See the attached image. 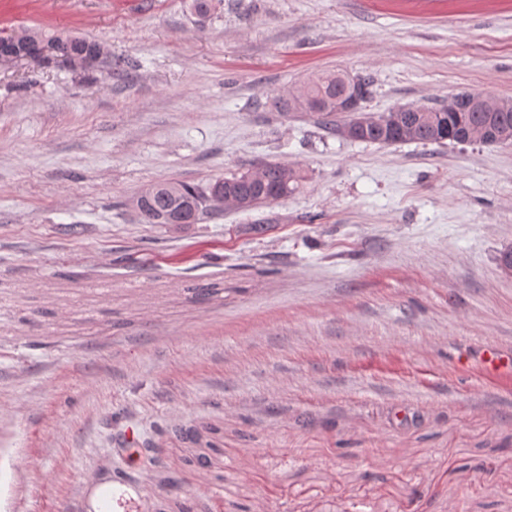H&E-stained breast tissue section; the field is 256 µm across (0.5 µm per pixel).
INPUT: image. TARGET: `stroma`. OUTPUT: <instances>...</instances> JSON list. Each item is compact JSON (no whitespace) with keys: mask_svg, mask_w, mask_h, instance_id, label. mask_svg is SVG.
Returning <instances> with one entry per match:
<instances>
[{"mask_svg":"<svg viewBox=\"0 0 512 512\" xmlns=\"http://www.w3.org/2000/svg\"><path fill=\"white\" fill-rule=\"evenodd\" d=\"M20 28L109 54L0 68V512H512V145L270 106L337 69L375 113L512 100V0H0ZM264 161L299 189L130 206ZM48 39L59 41L58 48L60 52L71 57L72 63L69 67L73 69V71L91 68L83 65V54L93 51L99 44H101L95 40H88L79 37L56 36ZM301 170L290 164L281 162H263L258 167L233 173L230 177L218 178L206 185H190L178 180L156 183V192L140 212L139 220L143 224H167L157 221V218L173 208L185 207L193 215L194 224L212 217L223 210L211 207L208 192L213 182L224 183V189L232 190L248 198L246 204L240 196L234 197L236 206H243L233 211H247L262 204L271 203L288 197L294 192L303 179ZM224 189L219 186L214 189L211 202L214 205L224 204Z\"/></svg>","mask_w":512,"mask_h":512,"instance_id":"obj_1","label":"stroma"}]
</instances>
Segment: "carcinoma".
<instances>
[{
    "label": "carcinoma",
    "mask_w": 512,
    "mask_h": 512,
    "mask_svg": "<svg viewBox=\"0 0 512 512\" xmlns=\"http://www.w3.org/2000/svg\"><path fill=\"white\" fill-rule=\"evenodd\" d=\"M58 48L71 57L70 68L83 70V54L97 48L99 42L79 37H56ZM373 86L370 75L351 78L346 71H323L311 75L298 86L302 95L292 93L273 98L272 107L278 112H305L315 123L331 134H339L350 116L342 115L336 103L353 102L362 112ZM497 100L479 91H461L451 97L449 105L439 107L408 106L404 112H384L361 129L356 140L366 143L397 142L442 143L446 140L487 145L512 143V110L491 109ZM303 179L299 168L281 162H263L222 178L224 188L248 198L243 210L271 203L294 192ZM211 184L190 185L178 180L158 183L149 202L138 212L143 224H155L157 218L173 208L185 207L195 222L218 214L210 204Z\"/></svg>",
    "instance_id": "carcinoma-1"
}]
</instances>
